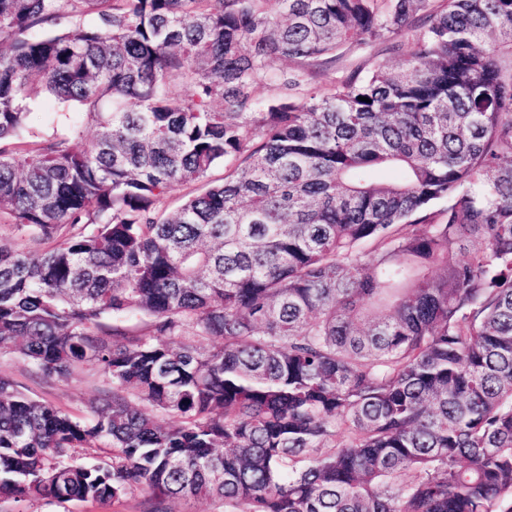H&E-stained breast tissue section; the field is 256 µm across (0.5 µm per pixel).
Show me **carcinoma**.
I'll use <instances>...</instances> for the list:
<instances>
[{
	"label": "carcinoma",
	"instance_id": "carcinoma-1",
	"mask_svg": "<svg viewBox=\"0 0 512 512\" xmlns=\"http://www.w3.org/2000/svg\"><path fill=\"white\" fill-rule=\"evenodd\" d=\"M444 2L0 0V352L110 386L0 375V497L512 512V0ZM413 28L325 92L268 72ZM33 96L36 97V109L31 114V124L39 130L52 132L61 105L52 98L36 96L34 93ZM0 374L13 378L29 397L79 416H89L106 387L101 377L86 368L67 379L36 374L19 354H0Z\"/></svg>",
	"mask_w": 512,
	"mask_h": 512
}]
</instances>
